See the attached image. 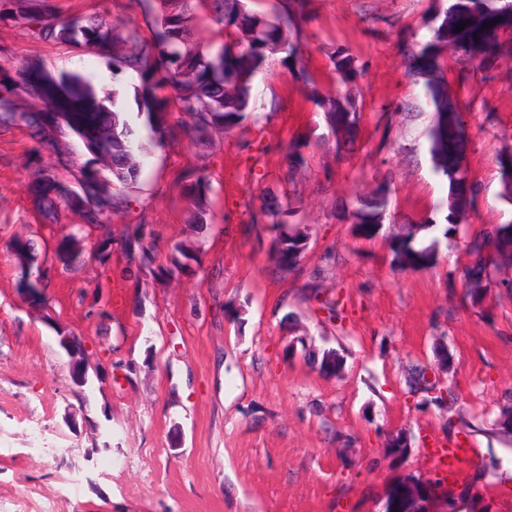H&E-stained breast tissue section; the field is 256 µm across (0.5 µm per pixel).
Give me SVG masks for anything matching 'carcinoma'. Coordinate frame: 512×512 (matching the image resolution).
<instances>
[{
	"label": "carcinoma",
	"mask_w": 512,
	"mask_h": 512,
	"mask_svg": "<svg viewBox=\"0 0 512 512\" xmlns=\"http://www.w3.org/2000/svg\"><path fill=\"white\" fill-rule=\"evenodd\" d=\"M197 4L207 9L210 21L224 31L226 40L215 54L195 40L188 28ZM126 7L144 17L151 33L150 42H145L137 29L120 36L102 18L85 24L66 17L59 13L55 0H13L7 19L26 26L38 40L108 56L118 69L130 71L136 80V116L128 115L118 95L99 96L91 80L79 73L54 76L39 65L27 64L16 76L0 80V129L27 127L42 145L54 149L57 137L68 132L94 142L100 128L111 127L113 138L101 142L100 148L114 160L121 146L139 145L143 129L160 146L175 143L183 135L199 139L212 129L231 130L245 120L251 111L254 79L267 70L274 56L283 54L288 58L297 54V44L288 39V30L294 25V14L289 9L268 19L251 9L245 0H127ZM511 18L512 0H490L484 9L462 18L466 22L463 31H456L457 25L444 19L431 27L432 39L420 43L414 60L425 78L426 94L438 115L436 125L428 132L429 151L437 173L446 174L459 168L461 157L449 141L463 125L461 110L448 97L437 49L457 44L472 58L482 56L499 44L500 24ZM310 93L324 108L332 129H343L350 123L351 95L320 99L315 85L310 87ZM25 96L38 98L41 107H17V101ZM62 171L74 178L79 175L85 178V195L72 194L59 178ZM210 191L207 166L199 162L190 170L186 192L193 221L204 223L211 207ZM33 192L43 219L51 224L61 218L56 205L58 199L68 210L81 213L88 224H98L105 216L98 203L104 195L111 198L114 211L130 205L129 196L110 192L93 173L77 167L73 161L61 168L53 165L40 169ZM387 205V197L381 196L367 209L358 210L355 213L358 232L367 237L378 234L380 225L375 219ZM279 216L280 211L270 207L254 208L250 224L259 229L269 225L277 231L272 261L286 276L299 266L309 232L304 224L281 223ZM411 239L409 235L403 240L406 251L397 254L398 262L403 268L423 269L429 264L433 247L416 249ZM9 248L34 265L36 257L30 242L14 237ZM128 251L132 256L140 255L141 265L152 272L168 274L199 262L201 247L191 241L175 243L165 265L155 264L154 245L143 236L128 244ZM469 251L476 255L480 270L512 264V232L500 230L474 238L469 242ZM310 300L327 312L328 320L339 317L336 300L321 297L320 290H313ZM320 365L326 373L336 374L342 370L343 358L334 350H325ZM414 492L423 500L428 496V488L419 480L412 490L394 484L388 497L394 499Z\"/></svg>",
	"instance_id": "1"
}]
</instances>
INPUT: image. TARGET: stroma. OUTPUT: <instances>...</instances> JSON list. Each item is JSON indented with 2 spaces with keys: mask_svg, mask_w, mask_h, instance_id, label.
Here are the masks:
<instances>
[{
  "mask_svg": "<svg viewBox=\"0 0 512 512\" xmlns=\"http://www.w3.org/2000/svg\"><path fill=\"white\" fill-rule=\"evenodd\" d=\"M486 0H311L292 38L301 58L274 59L254 81L253 110L233 130L161 147L142 136L130 207L91 239L107 265H42L45 299L18 286L8 248L38 254L73 241L81 223H45L32 196L54 154L28 131L0 130V512H381L401 475L434 469V451L473 450L450 499L468 512H512V267L488 269L469 292L471 235L512 225V25L498 50L444 56L463 114L461 168L435 173L426 135L437 120L412 65L435 15ZM77 17L101 14L118 33L146 30L111 0H64ZM89 76L99 94L127 93L112 61L34 39L0 21V76L26 62ZM319 85L311 96L310 82ZM357 91L356 136L334 133L318 98ZM205 160L213 206L191 223L185 174ZM293 171L288 224L309 227L299 270L269 260L273 235L249 208ZM387 196L378 235L354 212ZM159 258L198 241L192 272L137 271L127 251L140 220ZM434 245L424 269L400 268L396 238ZM339 304L328 321L306 289ZM236 316H229V309ZM80 341L87 384L75 383L60 336ZM345 360L330 376L311 352ZM447 358L440 409L409 395L405 371ZM402 432L405 455L386 446Z\"/></svg>",
  "mask_w": 512,
  "mask_h": 512,
  "instance_id": "35a3bbf8",
  "label": "stroma"
}]
</instances>
